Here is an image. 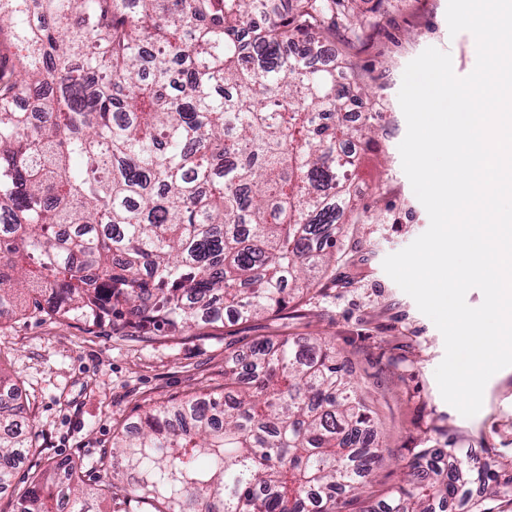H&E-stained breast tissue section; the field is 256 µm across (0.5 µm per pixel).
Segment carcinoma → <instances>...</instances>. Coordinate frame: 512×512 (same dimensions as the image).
I'll use <instances>...</instances> for the list:
<instances>
[{
  "mask_svg": "<svg viewBox=\"0 0 512 512\" xmlns=\"http://www.w3.org/2000/svg\"><path fill=\"white\" fill-rule=\"evenodd\" d=\"M352 0H0V319L181 331L288 307L352 210L347 167L370 122L351 64L315 59ZM29 99V110L17 100ZM331 116L323 125L319 115ZM0 370V494L18 512H348L378 444L325 341L257 340L224 392L145 410L87 483L68 458L13 484L30 451ZM415 478L362 512H447L492 476L424 450Z\"/></svg>",
  "mask_w": 512,
  "mask_h": 512,
  "instance_id": "cac0c4a2",
  "label": "carcinoma"
}]
</instances>
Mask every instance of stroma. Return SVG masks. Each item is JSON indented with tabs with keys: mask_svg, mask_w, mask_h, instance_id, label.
Masks as SVG:
<instances>
[{
	"mask_svg": "<svg viewBox=\"0 0 512 512\" xmlns=\"http://www.w3.org/2000/svg\"><path fill=\"white\" fill-rule=\"evenodd\" d=\"M447 3L358 0L363 39L336 33L333 49L356 65L378 108L371 145L350 176L359 221L342 225L333 260L309 294L277 314L228 316L177 333L91 327L31 311L0 322V368L16 381L33 426L16 482L69 458L99 483L113 431L137 422L149 406L223 389L225 356L263 338L324 337L349 370L381 445L350 512L405 484L426 448L458 451L493 473L498 487L474 484L469 495L480 512H512V496L500 488L512 479V373L491 377L480 412L463 417L443 400L434 376L445 353L441 332L382 266L429 226L399 152L407 131L398 101L403 72L429 47L449 52L454 66L470 71L476 64L472 34L449 33Z\"/></svg>",
	"mask_w": 512,
	"mask_h": 512,
	"instance_id": "obj_1",
	"label": "stroma"
}]
</instances>
